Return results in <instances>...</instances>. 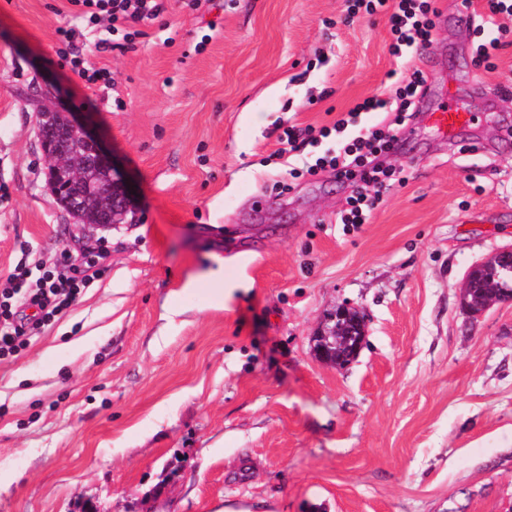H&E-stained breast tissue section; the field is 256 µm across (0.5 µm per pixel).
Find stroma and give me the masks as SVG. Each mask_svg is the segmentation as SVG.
<instances>
[{
    "label": "stroma",
    "mask_w": 512,
    "mask_h": 512,
    "mask_svg": "<svg viewBox=\"0 0 512 512\" xmlns=\"http://www.w3.org/2000/svg\"><path fill=\"white\" fill-rule=\"evenodd\" d=\"M87 87L57 53L68 0H0V281L61 251L100 275L0 360V512H512V301L470 314L466 272L512 247V32L478 66L463 0L413 65L425 111L402 179L346 228L348 184L291 178L277 136L388 97V18L346 0H167ZM324 63H317V56ZM456 96L469 123L427 112ZM81 113L133 191L76 223L47 183L39 105ZM289 183L277 193L276 182ZM223 268L219 301L189 276ZM366 319L343 366L312 338Z\"/></svg>",
    "instance_id": "obj_1"
}]
</instances>
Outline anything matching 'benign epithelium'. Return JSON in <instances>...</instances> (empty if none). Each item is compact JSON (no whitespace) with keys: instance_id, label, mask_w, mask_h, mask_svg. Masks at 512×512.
I'll return each mask as SVG.
<instances>
[{"instance_id":"benign-epithelium-1","label":"benign epithelium","mask_w":512,"mask_h":512,"mask_svg":"<svg viewBox=\"0 0 512 512\" xmlns=\"http://www.w3.org/2000/svg\"><path fill=\"white\" fill-rule=\"evenodd\" d=\"M67 131L53 137L54 153L49 160L62 179L69 195L63 206L74 217H79L85 207V199L91 194L103 198L99 211L86 224L109 225V217L124 216L133 201L126 182L117 174L111 155L77 119V113H66ZM83 154L85 167L77 172L67 164V156L73 151ZM326 327L314 339L317 358L334 365L353 359L365 338L363 316L353 308L344 305L332 311Z\"/></svg>"}]
</instances>
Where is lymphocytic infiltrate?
I'll use <instances>...</instances> for the list:
<instances>
[{
  "instance_id": "obj_1",
  "label": "lymphocytic infiltrate",
  "mask_w": 512,
  "mask_h": 512,
  "mask_svg": "<svg viewBox=\"0 0 512 512\" xmlns=\"http://www.w3.org/2000/svg\"><path fill=\"white\" fill-rule=\"evenodd\" d=\"M73 7V26L57 28L60 52L69 61L72 70L87 84L111 82L107 67L92 63L89 54L76 45L81 30L91 32L106 28L109 36L96 40L95 52L115 49H134L143 35L138 25L157 19L164 10V0H69ZM350 15H368L385 12L388 16L392 41L389 52L395 59H403L408 48L425 49L432 42L437 9L434 0H348ZM488 11L472 14L476 32L482 38L478 60L490 63L500 48L499 34L504 20L512 18V0H487ZM118 34L120 42H113L111 34ZM427 93V77L420 68H413L408 79L398 80L392 99L368 98L357 104L360 112L394 111L393 120L384 126H371L352 137H345L347 120H336L332 125L303 128L291 125L278 135L277 157L299 155L306 146L333 136L339 137L336 150L327 151L306 167L303 173L314 175L332 170L337 179L351 182L353 193L347 209L341 214L342 224L358 226L366 223L372 210L380 202L396 174L394 168L382 160L394 150L401 131L419 110ZM298 169H291V177H298ZM100 256L87 252L82 264H73L68 252H61L53 270L37 279H30L25 263H17L0 289V360L18 357L39 335L44 326L62 315L87 283V272L97 266Z\"/></svg>"
}]
</instances>
